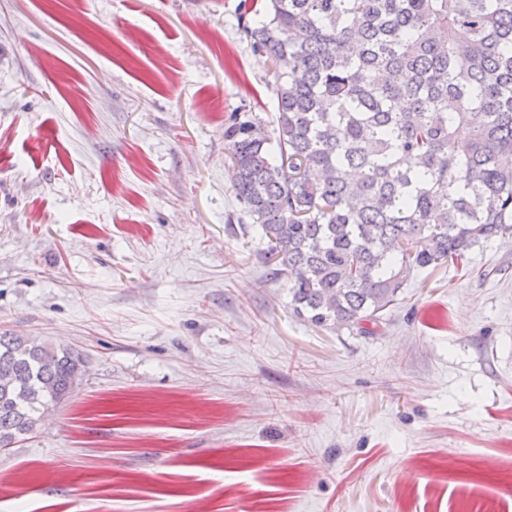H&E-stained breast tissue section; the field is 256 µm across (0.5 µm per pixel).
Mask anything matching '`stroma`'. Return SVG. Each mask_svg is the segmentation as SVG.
Masks as SVG:
<instances>
[{"instance_id": "35a3bbf8", "label": "stroma", "mask_w": 512, "mask_h": 512, "mask_svg": "<svg viewBox=\"0 0 512 512\" xmlns=\"http://www.w3.org/2000/svg\"><path fill=\"white\" fill-rule=\"evenodd\" d=\"M253 0H0V333L83 353L0 512H512V237L375 335L291 305L224 124Z\"/></svg>"}]
</instances>
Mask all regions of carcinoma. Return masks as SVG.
<instances>
[{
    "label": "carcinoma",
    "instance_id": "cac0c4a2",
    "mask_svg": "<svg viewBox=\"0 0 512 512\" xmlns=\"http://www.w3.org/2000/svg\"><path fill=\"white\" fill-rule=\"evenodd\" d=\"M255 15L241 26L275 68L277 112L224 127L239 223L259 227L299 316L372 335L416 274L512 235V0H264ZM84 366L0 334L1 452Z\"/></svg>",
    "mask_w": 512,
    "mask_h": 512
}]
</instances>
